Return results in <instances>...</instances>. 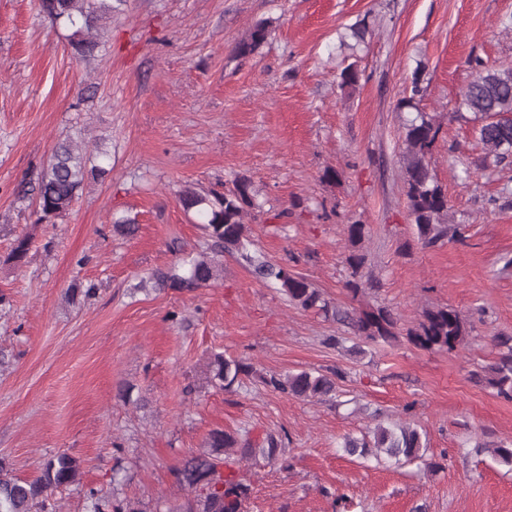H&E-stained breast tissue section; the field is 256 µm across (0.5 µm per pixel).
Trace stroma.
<instances>
[{"mask_svg": "<svg viewBox=\"0 0 512 512\" xmlns=\"http://www.w3.org/2000/svg\"><path fill=\"white\" fill-rule=\"evenodd\" d=\"M270 35L236 46L256 22ZM364 25V43L346 45ZM69 27L35 0H0V462L19 479L65 452L79 479L57 512H91L89 489L142 512H180L175 468L210 430L272 434L279 459L246 461L243 512H512V465L476 452L512 442V400L476 383L512 336V163L481 169L470 58L512 64V0H125L95 57L73 58ZM356 65V88L339 75ZM442 124L429 169L464 239L425 248L409 215L403 119L413 77ZM98 138L109 174L55 223L37 221L38 175L59 140ZM247 177L255 248L289 259L332 304L392 309L399 330L449 306L473 331L455 352L407 340L347 352L354 335L288 302L224 256L193 293L135 291L142 277L206 247L178 200ZM134 218V236L110 218ZM364 225L363 300L346 290L347 225ZM29 237L23 266L9 253ZM342 344H333V337ZM256 376L226 391L214 354ZM338 369L341 406L265 387L270 374ZM410 417L425 459L402 466L343 452L372 414Z\"/></svg>", "mask_w": 512, "mask_h": 512, "instance_id": "35a3bbf8", "label": "stroma"}]
</instances>
